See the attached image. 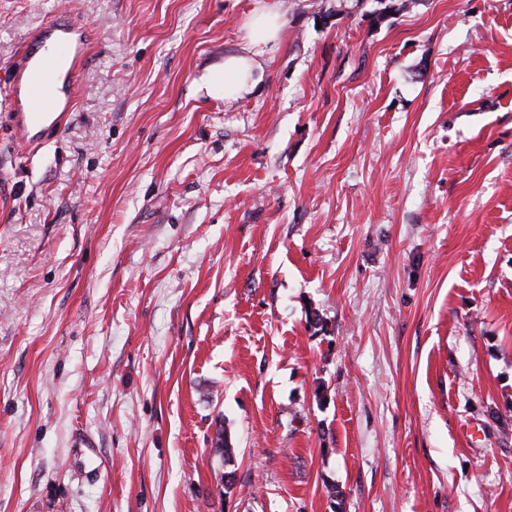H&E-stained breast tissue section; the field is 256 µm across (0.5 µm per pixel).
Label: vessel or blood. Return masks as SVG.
I'll list each match as a JSON object with an SVG mask.
<instances>
[{"label":"vessel or blood","instance_id":"vessel-or-blood-1","mask_svg":"<svg viewBox=\"0 0 512 512\" xmlns=\"http://www.w3.org/2000/svg\"><path fill=\"white\" fill-rule=\"evenodd\" d=\"M89 45L85 30L54 20L29 38L24 61L7 92V117L17 136L32 142L62 133L73 110L78 69Z\"/></svg>","mask_w":512,"mask_h":512}]
</instances>
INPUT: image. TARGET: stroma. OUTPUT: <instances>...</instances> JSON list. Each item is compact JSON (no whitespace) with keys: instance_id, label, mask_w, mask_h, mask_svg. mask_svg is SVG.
<instances>
[{"instance_id":"35a3bbf8","label":"stroma","mask_w":512,"mask_h":512,"mask_svg":"<svg viewBox=\"0 0 512 512\" xmlns=\"http://www.w3.org/2000/svg\"><path fill=\"white\" fill-rule=\"evenodd\" d=\"M402 2L279 0L227 101L253 0H0V113L93 43L0 122V512H512V0ZM247 16L241 52L224 58L223 68L210 76L211 86L232 100L247 93L253 86V74L259 58L267 47L278 40L281 23L277 0H254ZM49 44L50 48H46ZM91 44L75 25L48 21L29 38L24 62L7 91V117L16 135L28 142L59 136L73 110L78 69Z\"/></svg>"}]
</instances>
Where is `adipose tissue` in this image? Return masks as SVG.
Wrapping results in <instances>:
<instances>
[{"label": "adipose tissue", "instance_id": "ef3b65f1", "mask_svg": "<svg viewBox=\"0 0 512 512\" xmlns=\"http://www.w3.org/2000/svg\"><path fill=\"white\" fill-rule=\"evenodd\" d=\"M281 29L277 0H256L245 23L240 53L226 56L222 68L210 76L211 86L232 100L253 86V74L267 47L275 43Z\"/></svg>", "mask_w": 512, "mask_h": 512}]
</instances>
